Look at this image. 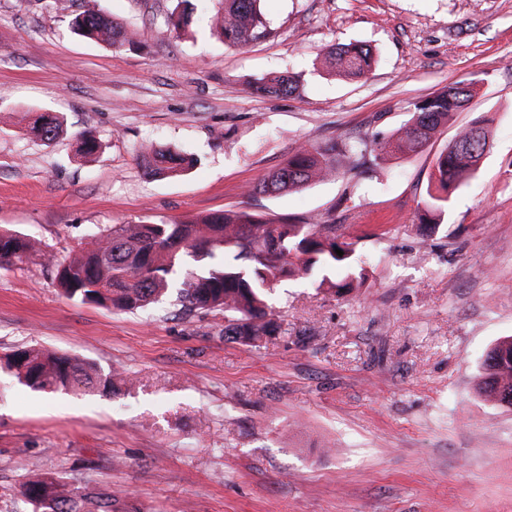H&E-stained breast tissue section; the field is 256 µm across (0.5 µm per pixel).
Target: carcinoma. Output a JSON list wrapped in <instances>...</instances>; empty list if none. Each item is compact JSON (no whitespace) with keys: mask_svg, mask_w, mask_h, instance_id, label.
Instances as JSON below:
<instances>
[{"mask_svg":"<svg viewBox=\"0 0 512 512\" xmlns=\"http://www.w3.org/2000/svg\"><path fill=\"white\" fill-rule=\"evenodd\" d=\"M260 0H218L214 33L228 47H245L267 37L271 28ZM71 31L109 47L135 44L123 24L94 10L75 14ZM376 62L373 49L361 43L335 46L325 64L336 75L358 79ZM475 83H453L413 104L410 118L386 142H354L343 136L320 145L295 148L285 165L256 182L254 194L276 195L312 182L356 172L366 156L375 165L389 150L416 152L423 148L474 95ZM302 78L279 74L251 84L261 96L298 94ZM63 120L50 113L38 115L26 134L44 144L63 132ZM490 131L475 123L459 131L434 162L423 200L420 221L431 228L442 224L451 197L477 172L490 151ZM147 174L174 178L193 166V159L152 145L143 148ZM343 251L339 256L336 250ZM36 250L31 239L0 231V265ZM188 254L199 266L179 283L183 307L210 315L221 327L224 340L256 344L277 336L282 324L268 312L267 291L288 277L302 275L337 291L352 288L364 278L356 243L336 234L334 224H297L284 217L273 221L249 211L211 213L173 224H114L85 243L70 259L55 260L57 285L62 293L106 309L135 311L158 302L170 287V276ZM343 278L333 280L336 272ZM4 365L20 384L41 392L69 389L78 393L112 395L116 381L110 372L43 348L20 347L4 357ZM478 393L497 405L512 407V337L497 341L486 353ZM20 495L32 512H112V496L81 493L53 473L32 472Z\"/></svg>","mask_w":512,"mask_h":512,"instance_id":"obj_1","label":"carcinoma"}]
</instances>
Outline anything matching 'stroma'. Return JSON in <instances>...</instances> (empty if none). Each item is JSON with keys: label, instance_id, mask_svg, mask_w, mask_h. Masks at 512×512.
Returning a JSON list of instances; mask_svg holds the SVG:
<instances>
[{"label": "stroma", "instance_id": "35a3bbf8", "mask_svg": "<svg viewBox=\"0 0 512 512\" xmlns=\"http://www.w3.org/2000/svg\"><path fill=\"white\" fill-rule=\"evenodd\" d=\"M67 5L0 0V229L39 245L0 268V357L36 345L133 383L43 393L0 370V512H29L30 470L111 494L114 512H512V408L476 392L486 352L512 336V0H262L272 33L244 48L214 36L215 0ZM188 6L191 26L171 30L166 16ZM87 9L136 45L74 34L69 14ZM355 41L376 54L366 77L322 67ZM279 72L302 93L248 92ZM463 80L474 97L420 151L248 194L299 145L391 134ZM38 112L64 119L52 146L20 133ZM478 120L491 149L424 234L434 160ZM86 131L100 144L89 157ZM147 142L196 163L147 175ZM240 209L336 225L363 284L279 283L269 304L285 331L257 347L173 297L124 313L56 286L54 260L112 225Z\"/></svg>", "mask_w": 512, "mask_h": 512}]
</instances>
